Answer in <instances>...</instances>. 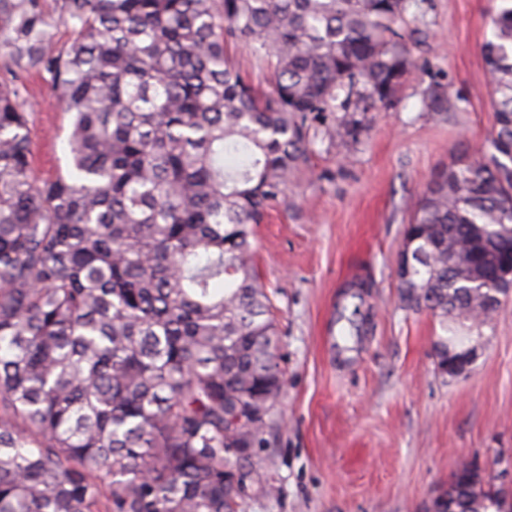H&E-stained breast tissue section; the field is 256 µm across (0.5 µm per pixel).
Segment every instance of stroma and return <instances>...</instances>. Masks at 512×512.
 Here are the masks:
<instances>
[{"instance_id": "1", "label": "stroma", "mask_w": 512, "mask_h": 512, "mask_svg": "<svg viewBox=\"0 0 512 512\" xmlns=\"http://www.w3.org/2000/svg\"><path fill=\"white\" fill-rule=\"evenodd\" d=\"M491 0H417L403 33L414 66L394 103L362 115L359 143L315 134L308 161L255 228L284 386L259 471L236 512H422L465 460L512 457V300L483 326L467 376L435 368L440 332L404 307L394 275L413 204L495 125L481 46ZM34 174L67 173L70 119L49 74L18 82ZM370 281L355 351L336 346L345 286Z\"/></svg>"}]
</instances>
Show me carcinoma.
I'll list each match as a JSON object with an SVG mask.
<instances>
[{
	"instance_id": "1",
	"label": "carcinoma",
	"mask_w": 512,
	"mask_h": 512,
	"mask_svg": "<svg viewBox=\"0 0 512 512\" xmlns=\"http://www.w3.org/2000/svg\"><path fill=\"white\" fill-rule=\"evenodd\" d=\"M412 0H61L56 53L41 0H0V512H228L282 388L254 228L333 112L390 105L413 66ZM482 47L496 130L415 202L404 231L415 311L437 321L448 375L497 307L456 247L512 241V0ZM273 68L260 93L228 42ZM51 75L71 168L33 175L19 72ZM342 144L359 121L326 126ZM243 154L232 167L222 158ZM224 282L218 294L211 284ZM364 289L336 307L362 336ZM471 465L437 512H512Z\"/></svg>"
}]
</instances>
